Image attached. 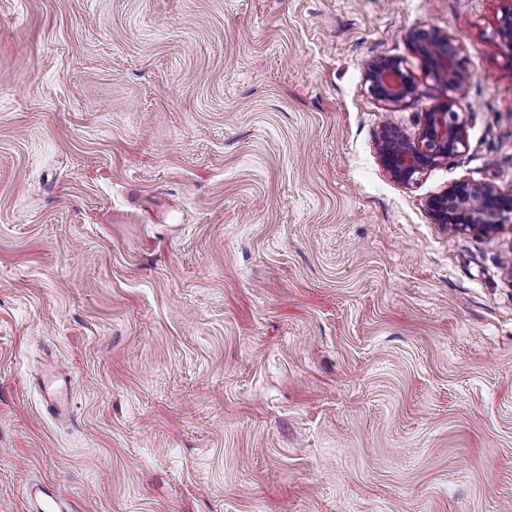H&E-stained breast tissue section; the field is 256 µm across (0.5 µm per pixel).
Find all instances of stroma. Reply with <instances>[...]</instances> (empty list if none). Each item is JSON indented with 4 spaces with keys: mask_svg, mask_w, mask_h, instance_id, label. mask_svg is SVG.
I'll list each match as a JSON object with an SVG mask.
<instances>
[{
    "mask_svg": "<svg viewBox=\"0 0 512 512\" xmlns=\"http://www.w3.org/2000/svg\"><path fill=\"white\" fill-rule=\"evenodd\" d=\"M499 7L0 0V512L37 480L81 512H512V223L425 207L512 191ZM451 97L465 149L396 183L380 128ZM408 41L424 62L425 73L455 92L469 81L460 50L454 40L438 29L410 31ZM366 80L370 91L382 101L407 105L416 99V78L398 59L370 60L366 64ZM427 211L453 231L490 233L512 222V194L489 184L456 181L429 196ZM72 386L71 377L58 370L46 378L43 382V390L46 395V403L52 411L56 413L69 411Z\"/></svg>",
    "mask_w": 512,
    "mask_h": 512,
    "instance_id": "stroma-1",
    "label": "stroma"
}]
</instances>
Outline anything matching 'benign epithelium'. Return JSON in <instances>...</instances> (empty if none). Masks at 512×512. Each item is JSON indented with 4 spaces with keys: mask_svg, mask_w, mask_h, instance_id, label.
Wrapping results in <instances>:
<instances>
[{
    "mask_svg": "<svg viewBox=\"0 0 512 512\" xmlns=\"http://www.w3.org/2000/svg\"><path fill=\"white\" fill-rule=\"evenodd\" d=\"M500 43L512 52V0H500ZM408 41L424 62L425 73L454 92L469 81L460 50L454 40L438 29L408 33ZM370 91L380 100L407 105L416 99L417 81L402 62L376 58L366 64ZM455 100L424 113L417 134L409 135L394 125L382 126L377 137L380 160L399 184L409 186L429 169L460 153L466 146V121L454 110ZM427 211L436 224L453 231L490 233L512 222V194L489 184L456 181L429 196Z\"/></svg>",
    "mask_w": 512,
    "mask_h": 512,
    "instance_id": "1",
    "label": "benign epithelium"
}]
</instances>
